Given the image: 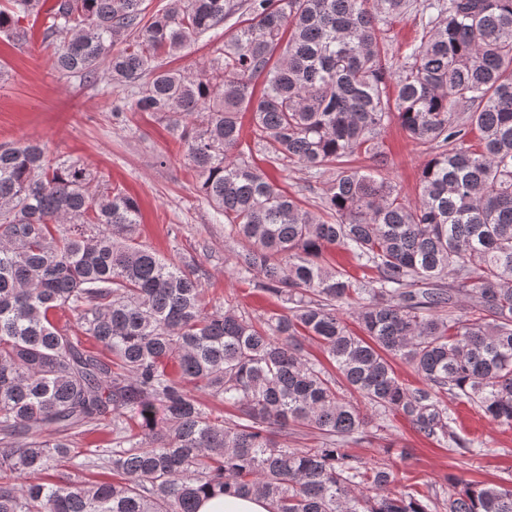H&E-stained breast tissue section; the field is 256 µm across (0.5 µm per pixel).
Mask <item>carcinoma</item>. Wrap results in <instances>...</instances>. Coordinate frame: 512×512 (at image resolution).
<instances>
[{
  "instance_id": "carcinoma-1",
  "label": "carcinoma",
  "mask_w": 512,
  "mask_h": 512,
  "mask_svg": "<svg viewBox=\"0 0 512 512\" xmlns=\"http://www.w3.org/2000/svg\"><path fill=\"white\" fill-rule=\"evenodd\" d=\"M39 3L0 4V35L23 40ZM143 4L54 0L43 35L55 67L133 84L114 114L167 121L238 245L234 271L289 307L259 324L208 309L193 266L137 242L135 198L92 189L86 168L39 143L0 145V512H198L224 493L273 512H512V484L387 492L393 472L346 450L368 421L339 385L464 453L475 441L442 395L512 428V0H425L396 66L379 23L409 0H247L248 24L196 77L159 58L235 5L167 0L147 19ZM393 116L430 150L414 202L383 151ZM256 153L336 171L319 211L268 182ZM361 155L370 165L352 164ZM332 248L364 277L330 265ZM351 304L361 336L340 314ZM308 338L337 374L307 358ZM397 359L422 386L399 381ZM98 426L112 447L76 461V439ZM295 428L315 430L314 447H289ZM66 464L117 480L53 475Z\"/></svg>"
}]
</instances>
